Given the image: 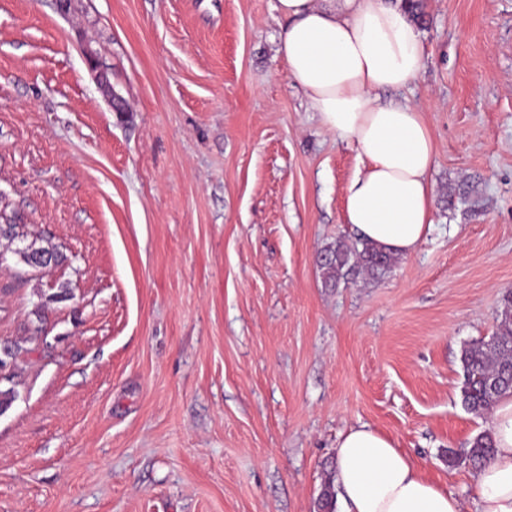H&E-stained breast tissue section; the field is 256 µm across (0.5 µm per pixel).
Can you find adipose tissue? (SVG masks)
Listing matches in <instances>:
<instances>
[{
	"label": "adipose tissue",
	"mask_w": 512,
	"mask_h": 512,
	"mask_svg": "<svg viewBox=\"0 0 512 512\" xmlns=\"http://www.w3.org/2000/svg\"><path fill=\"white\" fill-rule=\"evenodd\" d=\"M274 8L287 22L279 49L287 76L322 125L357 151L344 199L348 224L360 239L413 255L432 225L435 143L423 112L381 94L421 76L416 26L387 0H276ZM489 418L496 451L472 476L473 504L475 512H512V396ZM336 457L343 512H464L453 492L368 425L343 435Z\"/></svg>",
	"instance_id": "1"
}]
</instances>
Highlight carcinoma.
Wrapping results in <instances>:
<instances>
[{"instance_id": "1", "label": "carcinoma", "mask_w": 512, "mask_h": 512, "mask_svg": "<svg viewBox=\"0 0 512 512\" xmlns=\"http://www.w3.org/2000/svg\"><path fill=\"white\" fill-rule=\"evenodd\" d=\"M20 260L33 265L42 255L60 258L54 250L36 245L31 241L16 251ZM318 259L324 281L334 287L340 281L360 273L372 277L384 274L394 263L393 253L360 239L338 240L322 251ZM498 331L485 341L466 344L461 349L460 364L463 372L461 402L464 408L476 415H487L495 403L506 395H512V293L506 294L498 310ZM495 453L491 431L478 433L468 446L448 452V466L460 464L474 469L487 462ZM336 494L333 479L327 478L321 487L318 508L322 512H335Z\"/></svg>"}]
</instances>
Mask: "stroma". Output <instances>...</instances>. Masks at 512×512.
<instances>
[{"instance_id":"1","label":"stroma","mask_w":512,"mask_h":512,"mask_svg":"<svg viewBox=\"0 0 512 512\" xmlns=\"http://www.w3.org/2000/svg\"><path fill=\"white\" fill-rule=\"evenodd\" d=\"M421 2L425 70L386 97L431 126L433 225L328 288L357 152L275 0H0V215L65 256L0 239V512H318L362 423L470 500L447 457L489 427L460 351L512 291V0Z\"/></svg>"}]
</instances>
